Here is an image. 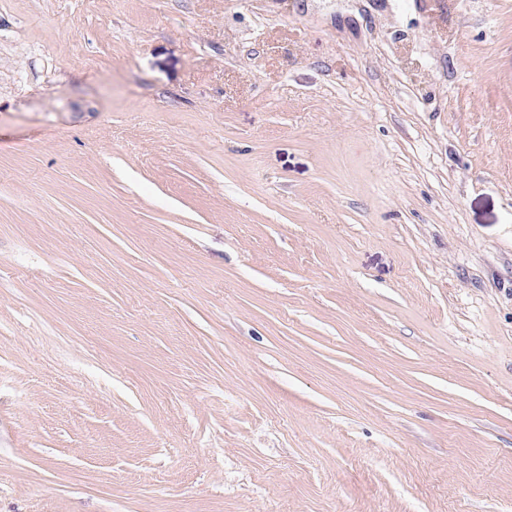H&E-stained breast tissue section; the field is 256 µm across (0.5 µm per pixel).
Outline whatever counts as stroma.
<instances>
[{
    "label": "stroma",
    "instance_id": "stroma-1",
    "mask_svg": "<svg viewBox=\"0 0 512 512\" xmlns=\"http://www.w3.org/2000/svg\"><path fill=\"white\" fill-rule=\"evenodd\" d=\"M0 512H512V0H0Z\"/></svg>",
    "mask_w": 512,
    "mask_h": 512
}]
</instances>
